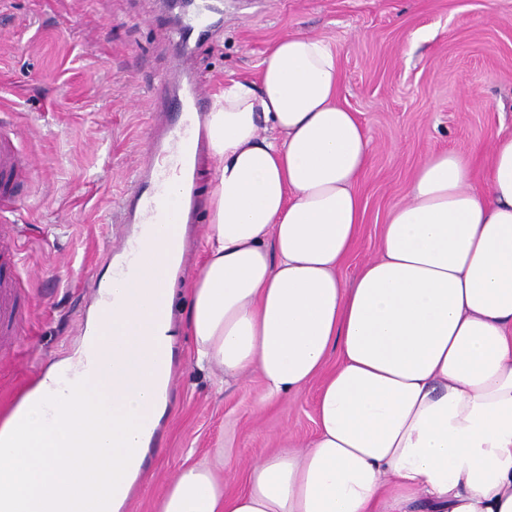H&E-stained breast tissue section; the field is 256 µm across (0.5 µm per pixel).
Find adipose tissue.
<instances>
[{
	"mask_svg": "<svg viewBox=\"0 0 512 512\" xmlns=\"http://www.w3.org/2000/svg\"><path fill=\"white\" fill-rule=\"evenodd\" d=\"M339 86L333 50L297 33L216 95L186 316L196 366L221 380L257 371L267 402L319 382L317 434L258 456L239 491L183 467L157 512H512V137L480 179L459 153L428 154L348 284L369 140ZM148 247L111 335L100 300L0 422V512H121L172 372L175 256L170 239ZM108 358L124 377L94 381Z\"/></svg>",
	"mask_w": 512,
	"mask_h": 512,
	"instance_id": "1",
	"label": "adipose tissue"
}]
</instances>
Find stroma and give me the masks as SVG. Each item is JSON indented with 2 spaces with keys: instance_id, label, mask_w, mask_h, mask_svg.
Returning <instances> with one entry per match:
<instances>
[{
  "instance_id": "35a3bbf8",
  "label": "stroma",
  "mask_w": 512,
  "mask_h": 512,
  "mask_svg": "<svg viewBox=\"0 0 512 512\" xmlns=\"http://www.w3.org/2000/svg\"><path fill=\"white\" fill-rule=\"evenodd\" d=\"M192 0H0V128H19L35 157L7 218L16 224L23 320L0 359V421L54 360L75 349L107 273L115 217L149 152L165 74L183 47L173 38ZM216 30L194 68L210 94L256 78L269 47L293 33L323 40L342 74L340 101L369 137L357 191L365 223L341 269L353 281L373 258L389 210L426 155L487 151L512 135V0H218ZM216 164L198 170L199 221L190 225L172 307L174 381L125 512H155L183 467L203 463L232 486L252 460L284 440L316 434L318 384L263 402L257 372L216 388L195 366L185 327L187 280L204 259Z\"/></svg>"
}]
</instances>
